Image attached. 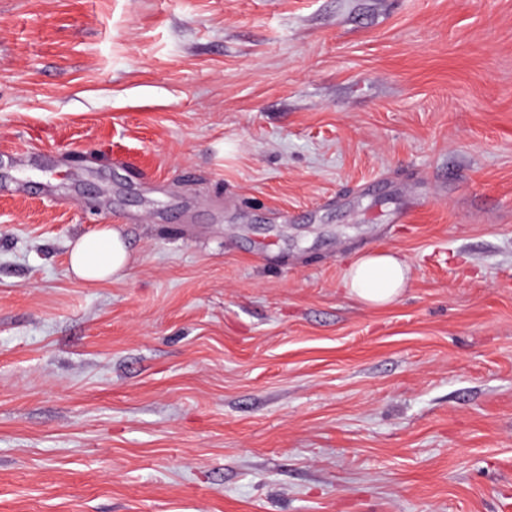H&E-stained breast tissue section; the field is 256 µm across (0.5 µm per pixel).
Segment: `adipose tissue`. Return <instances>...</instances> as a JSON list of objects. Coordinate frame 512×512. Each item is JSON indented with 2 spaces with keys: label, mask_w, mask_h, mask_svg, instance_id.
<instances>
[{
  "label": "adipose tissue",
  "mask_w": 512,
  "mask_h": 512,
  "mask_svg": "<svg viewBox=\"0 0 512 512\" xmlns=\"http://www.w3.org/2000/svg\"><path fill=\"white\" fill-rule=\"evenodd\" d=\"M129 267V251L119 230L102 224L73 241L71 274L89 284L119 278ZM410 279V268L395 252L377 249L354 259L345 269L342 285L348 294L370 308L398 300Z\"/></svg>",
  "instance_id": "ef3b65f1"
}]
</instances>
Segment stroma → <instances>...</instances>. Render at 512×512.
Masks as SVG:
<instances>
[{
  "label": "stroma",
  "instance_id": "stroma-1",
  "mask_svg": "<svg viewBox=\"0 0 512 512\" xmlns=\"http://www.w3.org/2000/svg\"><path fill=\"white\" fill-rule=\"evenodd\" d=\"M0 512H512V0H0ZM129 251L119 230L101 224L73 241L69 254L71 274L89 284L119 278L127 273ZM410 279V268L395 252L377 249L354 259L342 280L348 294L370 308L398 300Z\"/></svg>",
  "mask_w": 512,
  "mask_h": 512
}]
</instances>
